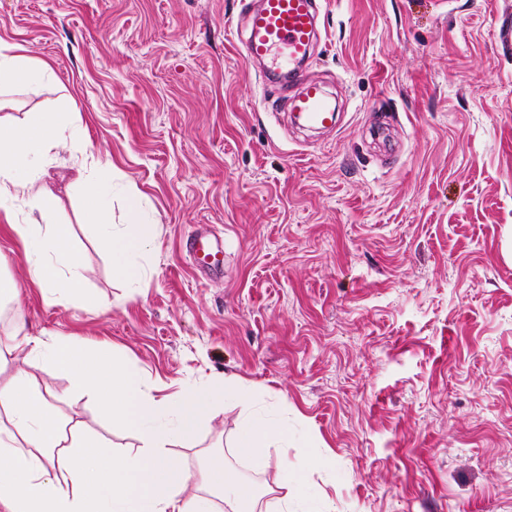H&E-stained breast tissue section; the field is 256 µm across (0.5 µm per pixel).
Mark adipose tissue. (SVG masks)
Wrapping results in <instances>:
<instances>
[{
	"instance_id": "ef3b65f1",
	"label": "adipose tissue",
	"mask_w": 512,
	"mask_h": 512,
	"mask_svg": "<svg viewBox=\"0 0 512 512\" xmlns=\"http://www.w3.org/2000/svg\"><path fill=\"white\" fill-rule=\"evenodd\" d=\"M48 64L35 63L0 44V95L19 83L50 79ZM82 130L61 113L23 121L0 120V215L26 246L32 281L52 303L86 301L84 268L70 246V227L55 221L58 198L44 183L48 154L63 136L80 141ZM76 183L95 182L83 199L85 223L112 252L115 277L137 286L144 270L136 258L153 245L155 226L137 197L127 219L116 224L110 208L114 183L105 164H76ZM27 210L15 218L16 205ZM47 359L73 389L91 392L110 422L136 431L137 451L119 453L101 441L66 432L64 423L25 371L0 384V512H256L260 493L224 460L189 475L170 450L173 440L192 441L224 391V379L156 398L136 365L105 344L85 347L31 335L22 317L0 334V366L15 355ZM280 494L272 512H320L299 489L293 463L282 465Z\"/></svg>"
}]
</instances>
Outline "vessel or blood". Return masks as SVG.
Masks as SVG:
<instances>
[{"label": "vessel or blood", "instance_id": "vessel-or-blood-1", "mask_svg": "<svg viewBox=\"0 0 512 512\" xmlns=\"http://www.w3.org/2000/svg\"><path fill=\"white\" fill-rule=\"evenodd\" d=\"M316 0H260L257 10L249 12L242 40L246 60L274 61L275 69L261 73L263 81L284 82L296 77L316 37ZM295 119L308 127L332 128L336 109L327 99L322 83L306 82L290 101Z\"/></svg>", "mask_w": 512, "mask_h": 512}]
</instances>
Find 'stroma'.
I'll use <instances>...</instances> for the list:
<instances>
[{"label":"stroma","mask_w":512,"mask_h":512,"mask_svg":"<svg viewBox=\"0 0 512 512\" xmlns=\"http://www.w3.org/2000/svg\"><path fill=\"white\" fill-rule=\"evenodd\" d=\"M255 2L0 0V42L53 71L0 117L70 113L112 165L113 223L130 194L156 221L127 287L62 142L45 180L103 304L47 302L5 230L0 274L33 335L108 342L156 396L230 377L172 444L190 473L220 450L273 487L285 456L333 512H512V0H324L303 75L343 121L315 141L243 56ZM195 230L221 242L219 274L194 264ZM19 369L64 420L139 449L47 361L0 381ZM246 415L286 427L287 453L238 456Z\"/></svg>","instance_id":"35a3bbf8"}]
</instances>
